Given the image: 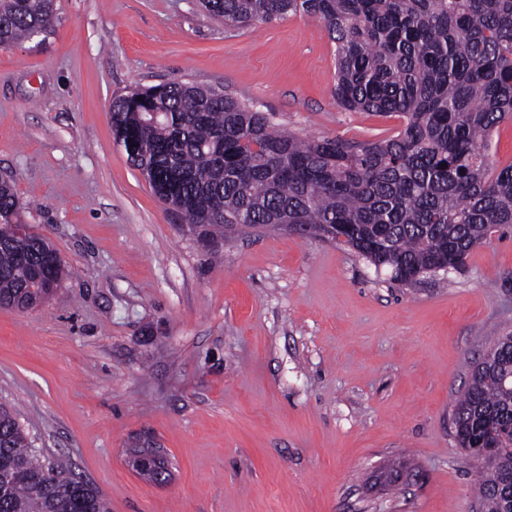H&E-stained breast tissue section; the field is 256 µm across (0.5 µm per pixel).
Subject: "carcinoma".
<instances>
[{"label":"carcinoma","instance_id":"carcinoma-1","mask_svg":"<svg viewBox=\"0 0 512 512\" xmlns=\"http://www.w3.org/2000/svg\"><path fill=\"white\" fill-rule=\"evenodd\" d=\"M210 15L255 25L307 15L335 44L336 102L398 114L375 142L300 139L271 114L218 87L170 82L112 99V128L154 193L213 244L225 231L297 224L355 250L407 285L459 271L492 234L512 228V163L488 142L512 120V0H200ZM54 0H0V46L50 32ZM0 177V304L52 293L65 269L53 246L19 223ZM467 451L483 436L481 508L512 512V333L471 366L453 409ZM0 512H109L66 464L40 459L0 404Z\"/></svg>","mask_w":512,"mask_h":512}]
</instances>
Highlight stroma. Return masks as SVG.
Instances as JSON below:
<instances>
[{
  "mask_svg": "<svg viewBox=\"0 0 512 512\" xmlns=\"http://www.w3.org/2000/svg\"><path fill=\"white\" fill-rule=\"evenodd\" d=\"M334 54L316 18L238 28L196 0H56L47 36L0 47V175L66 270L45 303L0 305V404L110 512L476 510L451 411L512 331V233L410 285L282 230L213 252L112 131L113 97L175 81L300 138L395 135L399 117L337 105ZM142 436L168 483L130 463Z\"/></svg>",
  "mask_w": 512,
  "mask_h": 512,
  "instance_id": "1",
  "label": "stroma"
}]
</instances>
